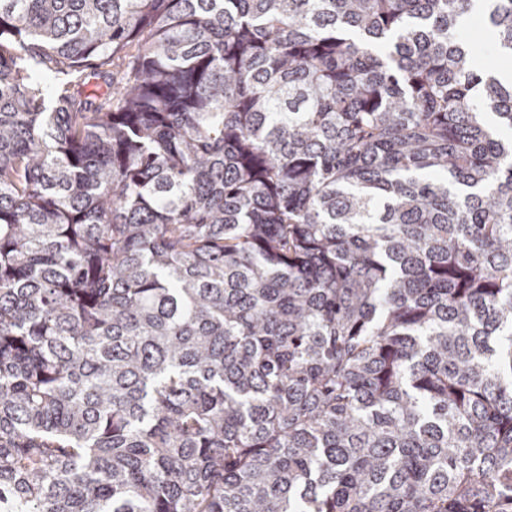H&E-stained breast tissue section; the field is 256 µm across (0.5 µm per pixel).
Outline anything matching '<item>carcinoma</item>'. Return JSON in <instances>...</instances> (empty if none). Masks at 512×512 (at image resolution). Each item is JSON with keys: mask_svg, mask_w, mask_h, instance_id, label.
Returning <instances> with one entry per match:
<instances>
[{"mask_svg": "<svg viewBox=\"0 0 512 512\" xmlns=\"http://www.w3.org/2000/svg\"><path fill=\"white\" fill-rule=\"evenodd\" d=\"M512 0H0V512H512Z\"/></svg>", "mask_w": 512, "mask_h": 512, "instance_id": "cac0c4a2", "label": "carcinoma"}]
</instances>
